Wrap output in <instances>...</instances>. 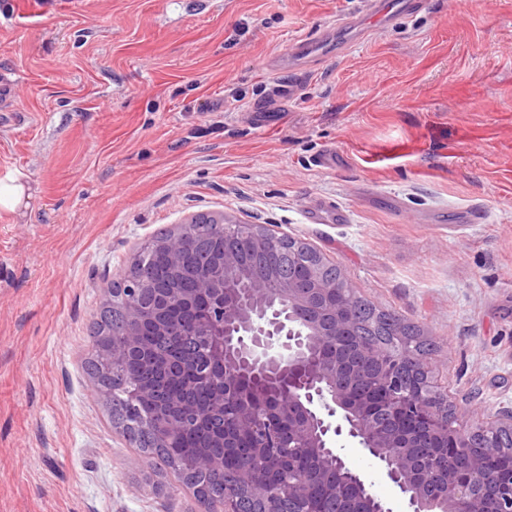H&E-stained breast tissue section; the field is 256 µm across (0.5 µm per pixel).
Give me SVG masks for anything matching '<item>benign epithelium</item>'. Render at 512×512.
<instances>
[{
	"mask_svg": "<svg viewBox=\"0 0 512 512\" xmlns=\"http://www.w3.org/2000/svg\"><path fill=\"white\" fill-rule=\"evenodd\" d=\"M219 228L224 236L223 279L207 269L194 275L195 288L172 292L168 299L209 302L206 315L192 331L206 344L203 356L179 363V370L191 377L193 385L221 376L213 408L222 411L234 401L238 428L255 438L254 455L274 466L281 449L306 448L353 488L364 505L361 512H390L383 500L372 495L364 477L335 453L333 437L344 434L381 463L412 512H485L476 487L486 482L489 472L485 457L475 448L496 437H512V409L501 410L493 421L463 426L441 401L443 393L428 367H423L421 381L403 384L393 363L384 361L383 352L376 349L361 351L362 360L377 366L372 384L365 385L360 363L341 358L354 333V315L329 302L347 287L343 274L327 275L325 257L318 250L278 236L263 224L226 220ZM196 245V236L182 225L147 241L141 251H163L173 274L188 275L183 257ZM282 254L288 255V265L267 270L263 278L257 275L260 263ZM302 263L313 279L310 289L300 287L294 276L295 266ZM124 285L130 301L123 311L124 344L114 352L116 356L143 350L140 325L146 314L136 298L146 284L129 274ZM326 348L334 357H317ZM271 380L278 381L291 398L275 410L266 400ZM201 418L195 406L185 403L158 427L156 438L166 440L183 422ZM425 437L445 439L450 452L467 457L470 480H461L450 469L443 478L447 494L430 495L434 473L427 460L414 453L423 447ZM240 484L264 512H288L275 503L284 498L297 502L306 492L303 481L290 484L285 495L247 473L240 475Z\"/></svg>",
	"mask_w": 512,
	"mask_h": 512,
	"instance_id": "obj_1",
	"label": "benign epithelium"
}]
</instances>
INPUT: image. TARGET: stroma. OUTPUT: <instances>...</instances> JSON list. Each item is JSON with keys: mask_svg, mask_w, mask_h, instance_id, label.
Instances as JSON below:
<instances>
[{"mask_svg": "<svg viewBox=\"0 0 512 512\" xmlns=\"http://www.w3.org/2000/svg\"><path fill=\"white\" fill-rule=\"evenodd\" d=\"M79 3L0 0V72L21 77L0 179L28 194L0 210V512H204L84 368L139 246L199 214L306 242L418 326L460 421L512 407V0H426L308 61L289 104L274 60L364 0ZM329 204L344 223L309 222Z\"/></svg>", "mask_w": 512, "mask_h": 512, "instance_id": "obj_1", "label": "stroma"}]
</instances>
